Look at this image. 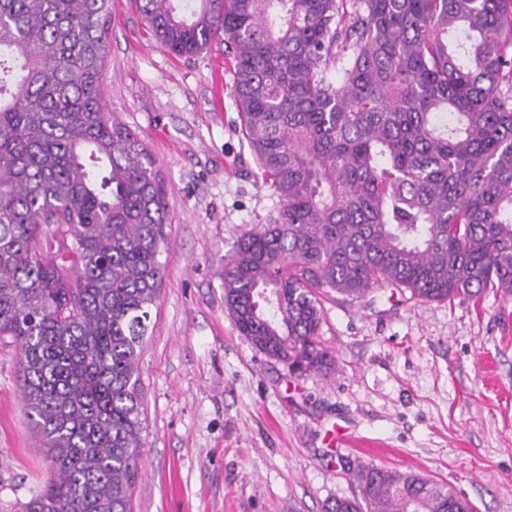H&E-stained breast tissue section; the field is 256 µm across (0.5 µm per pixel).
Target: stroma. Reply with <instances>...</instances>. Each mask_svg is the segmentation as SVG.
<instances>
[{
	"label": "stroma",
	"mask_w": 512,
	"mask_h": 512,
	"mask_svg": "<svg viewBox=\"0 0 512 512\" xmlns=\"http://www.w3.org/2000/svg\"><path fill=\"white\" fill-rule=\"evenodd\" d=\"M108 112L146 144L170 224L139 365L146 431L135 512H322L357 494V465L451 485L512 512V294L422 303L389 288L321 298L336 370L294 374L237 331L224 263L281 202L259 168L222 44L178 58L131 0H112ZM52 463L26 417L14 345L0 344V512H21Z\"/></svg>",
	"instance_id": "1"
}]
</instances>
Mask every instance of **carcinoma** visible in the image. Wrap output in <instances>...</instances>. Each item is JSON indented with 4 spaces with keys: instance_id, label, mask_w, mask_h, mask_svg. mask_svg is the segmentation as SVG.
Segmentation results:
<instances>
[{
    "instance_id": "1",
    "label": "carcinoma",
    "mask_w": 512,
    "mask_h": 512,
    "mask_svg": "<svg viewBox=\"0 0 512 512\" xmlns=\"http://www.w3.org/2000/svg\"><path fill=\"white\" fill-rule=\"evenodd\" d=\"M171 54L219 39L282 201L224 266L240 335L335 370L320 295L512 293V0H133ZM112 0H0V341L54 464L24 512H133L138 375L169 224L155 159L102 102ZM350 66L332 80L336 52ZM323 512H474L425 475L361 467Z\"/></svg>"
}]
</instances>
